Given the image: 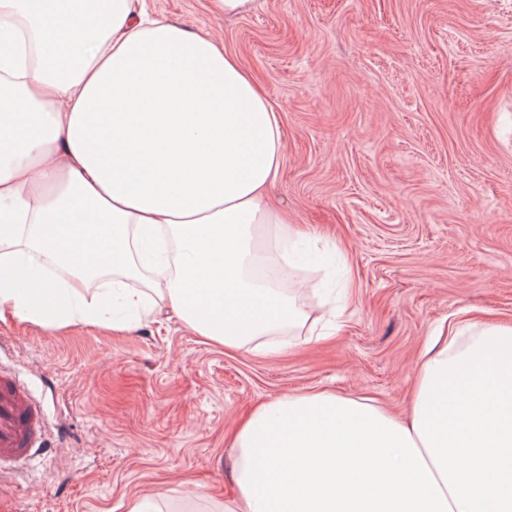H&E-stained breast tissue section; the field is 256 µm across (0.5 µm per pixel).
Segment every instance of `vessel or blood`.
<instances>
[{
	"label": "vessel or blood",
	"mask_w": 512,
	"mask_h": 512,
	"mask_svg": "<svg viewBox=\"0 0 512 512\" xmlns=\"http://www.w3.org/2000/svg\"><path fill=\"white\" fill-rule=\"evenodd\" d=\"M46 427L42 408L9 372L0 371V466L26 462Z\"/></svg>",
	"instance_id": "vessel-or-blood-1"
}]
</instances>
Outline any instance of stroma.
Here are the masks:
<instances>
[{"mask_svg": "<svg viewBox=\"0 0 512 512\" xmlns=\"http://www.w3.org/2000/svg\"><path fill=\"white\" fill-rule=\"evenodd\" d=\"M208 31L283 117L271 192L321 253L305 325L228 352L164 310L129 332L0 320V365L43 406L0 512H224L237 426L328 391L404 411L442 320L512 323V0H149ZM344 309L335 321L336 309ZM277 352H269V345Z\"/></svg>", "mask_w": 512, "mask_h": 512, "instance_id": "obj_1", "label": "stroma"}]
</instances>
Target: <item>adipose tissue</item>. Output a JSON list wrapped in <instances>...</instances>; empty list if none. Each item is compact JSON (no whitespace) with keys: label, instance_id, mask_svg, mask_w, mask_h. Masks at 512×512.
Returning a JSON list of instances; mask_svg holds the SVG:
<instances>
[{"label":"adipose tissue","instance_id":"obj_1","mask_svg":"<svg viewBox=\"0 0 512 512\" xmlns=\"http://www.w3.org/2000/svg\"><path fill=\"white\" fill-rule=\"evenodd\" d=\"M280 112L207 32L146 0H0V319L129 331L120 290L229 350L304 325L254 279L259 236L298 237L268 201ZM458 318L426 347L400 419L296 394L233 445L229 512H512V325Z\"/></svg>","mask_w":512,"mask_h":512}]
</instances>
